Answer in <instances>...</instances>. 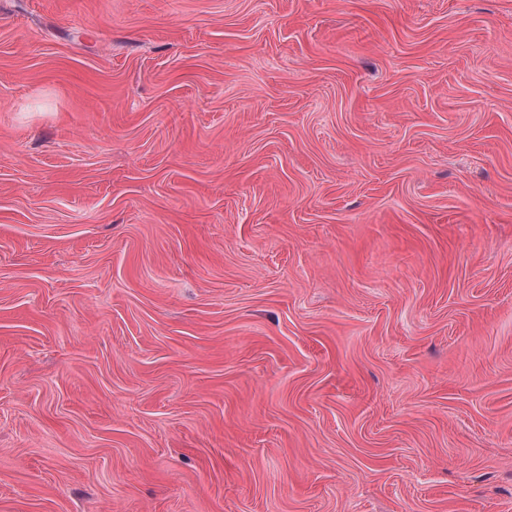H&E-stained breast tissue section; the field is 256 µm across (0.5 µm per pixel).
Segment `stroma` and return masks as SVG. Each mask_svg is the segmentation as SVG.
I'll use <instances>...</instances> for the list:
<instances>
[{
	"mask_svg": "<svg viewBox=\"0 0 512 512\" xmlns=\"http://www.w3.org/2000/svg\"><path fill=\"white\" fill-rule=\"evenodd\" d=\"M0 512H512V0H0Z\"/></svg>",
	"mask_w": 512,
	"mask_h": 512,
	"instance_id": "obj_1",
	"label": "stroma"
}]
</instances>
